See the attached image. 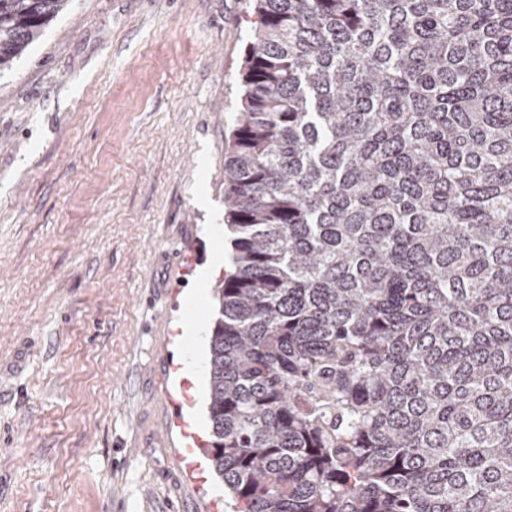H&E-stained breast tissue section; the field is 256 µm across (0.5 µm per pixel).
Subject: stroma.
<instances>
[{
  "instance_id": "1",
  "label": "stroma",
  "mask_w": 512,
  "mask_h": 512,
  "mask_svg": "<svg viewBox=\"0 0 512 512\" xmlns=\"http://www.w3.org/2000/svg\"><path fill=\"white\" fill-rule=\"evenodd\" d=\"M253 0H70L0 72V512H230L177 354ZM198 288L186 308L183 295ZM184 378L189 379L193 385V388L189 390L192 400L189 404L186 405V420L189 424L187 431L200 434V418L202 415L201 386L195 378L183 372L182 369L178 370V372L175 374L177 383H180Z\"/></svg>"
}]
</instances>
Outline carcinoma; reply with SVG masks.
Instances as JSON below:
<instances>
[{"instance_id":"obj_1","label":"carcinoma","mask_w":512,"mask_h":512,"mask_svg":"<svg viewBox=\"0 0 512 512\" xmlns=\"http://www.w3.org/2000/svg\"><path fill=\"white\" fill-rule=\"evenodd\" d=\"M69 0H0V70ZM211 464L232 512H512V0H255Z\"/></svg>"}]
</instances>
